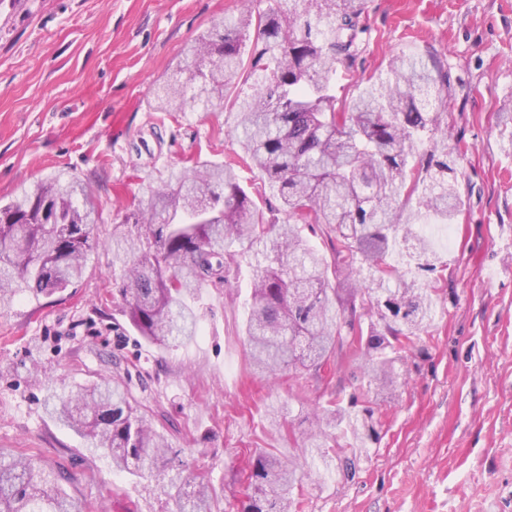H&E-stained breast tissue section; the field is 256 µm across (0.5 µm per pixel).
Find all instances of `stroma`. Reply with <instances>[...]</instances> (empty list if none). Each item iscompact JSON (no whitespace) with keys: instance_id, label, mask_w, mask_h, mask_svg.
<instances>
[{"instance_id":"35a3bbf8","label":"stroma","mask_w":512,"mask_h":512,"mask_svg":"<svg viewBox=\"0 0 512 512\" xmlns=\"http://www.w3.org/2000/svg\"><path fill=\"white\" fill-rule=\"evenodd\" d=\"M252 0H0V200L70 172L103 212L98 239L132 209L142 186L197 161L233 162L263 208L280 200L245 162L237 114L158 112L157 83L187 63L197 38ZM367 31L355 63L338 69L336 101L354 99L392 57L422 54L448 73V109L434 136L464 151L465 207L454 243L427 239L431 270L407 242L389 261L427 288L423 350L396 391L370 405L379 437L354 478L319 455L303 512H512V0H364ZM112 256L99 247L74 287L20 296L0 311V449L62 471L90 512H171L154 478L113 469L110 455L52 419V382L74 388L122 378L171 454L208 472L236 512L252 453L291 456L322 392L294 391L288 372L253 373L243 330L254 264L239 258L225 283L201 288L198 332L160 348L130 324ZM279 423H272V416Z\"/></svg>"}]
</instances>
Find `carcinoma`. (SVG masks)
Segmentation results:
<instances>
[{"label": "carcinoma", "mask_w": 512, "mask_h": 512, "mask_svg": "<svg viewBox=\"0 0 512 512\" xmlns=\"http://www.w3.org/2000/svg\"><path fill=\"white\" fill-rule=\"evenodd\" d=\"M238 20L221 22L192 49L184 72L157 84L161 112L207 109L224 102L230 77L247 89L232 102L241 146L260 178L275 191L284 218L265 222L230 163H199L143 189L137 205L112 231V267L118 297L131 325L159 347L196 335L192 301L208 283L224 282L235 254L253 255L256 275L245 333L250 364L269 375L293 372L299 389L341 368L363 363L368 386L396 387L398 364L424 346L431 306L424 288L386 280L398 270L387 258L398 237L417 242L419 269L425 241L402 221L411 200L443 222L461 211L460 159L432 143L424 180L408 179L409 159L437 117L422 103L448 108V74L422 56L390 60L385 77L336 107L337 67L352 65L357 39L367 30L361 0H267ZM256 42L247 48V35ZM103 223L88 183L74 173L21 187L0 205V309L16 295H51L75 285L86 254L100 245L93 226ZM319 224L332 257L311 246L300 225ZM336 285H331L330 280ZM377 295V322L361 328L357 297ZM315 426L301 434L306 448L328 455L334 442L338 469L356 474L358 449L377 435L374 412H353L323 392ZM49 415L112 457V467L139 476L173 471L167 488L174 512H212L215 489L184 461L166 457V444L120 381L102 380L71 394L52 393ZM352 434L353 441L340 440ZM306 473L269 451L251 458L248 493L238 512H287L301 505ZM0 512H86L59 475L30 457L0 450Z\"/></svg>", "instance_id": "carcinoma-1"}]
</instances>
